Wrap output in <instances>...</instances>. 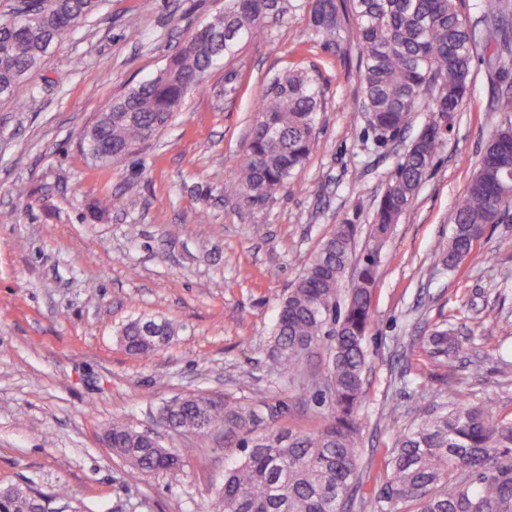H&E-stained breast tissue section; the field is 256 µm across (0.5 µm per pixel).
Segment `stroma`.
Wrapping results in <instances>:
<instances>
[{
	"label": "stroma",
	"mask_w": 512,
	"mask_h": 512,
	"mask_svg": "<svg viewBox=\"0 0 512 512\" xmlns=\"http://www.w3.org/2000/svg\"><path fill=\"white\" fill-rule=\"evenodd\" d=\"M101 0L55 44L29 79L25 104L0 101V487L67 488L70 512H214L224 471L243 458L223 433L176 436L159 409L209 394L259 410L260 430L312 431L329 406L315 398L327 354L306 378L275 377L268 345L279 305L332 225L355 224L372 246L371 214L398 152L420 131L378 142L356 110L360 71L349 42L330 45L293 7L238 62L218 68L186 108L136 156L102 167L81 130L131 85L154 76L224 0ZM323 91L320 145L298 175L301 192L245 205L228 174L243 160L265 84L291 66ZM474 89L412 207L377 246L374 318L366 344L361 494H380L387 449L425 402H478L512 413V223L491 224L459 274L436 265L489 132L492 83L473 62ZM121 206H113V197ZM474 308L468 347L479 377L448 371L414 340ZM177 334L148 358L119 331L138 317ZM119 419L184 455L177 477L128 478L103 433Z\"/></svg>",
	"instance_id": "stroma-1"
}]
</instances>
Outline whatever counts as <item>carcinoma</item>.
Wrapping results in <instances>:
<instances>
[{
    "mask_svg": "<svg viewBox=\"0 0 512 512\" xmlns=\"http://www.w3.org/2000/svg\"><path fill=\"white\" fill-rule=\"evenodd\" d=\"M98 0H25L0 20V100L21 103L33 95L28 76L46 58V43L74 32ZM290 0H224V9L188 35L153 78L124 91L81 134L84 151L102 154L101 164L122 160L150 143L183 111L192 92L212 70L233 66L244 42L288 15ZM315 34L338 44L354 28L360 61L359 111L379 141L429 113L435 128L416 147L398 155L373 212L372 237L383 240L407 211L435 157L445 148L458 112L471 99L472 65L478 50L498 86L491 110L505 115L484 141L478 163L454 211L455 229L437 249L439 261L457 272L480 246L488 224L512 213V180L500 169L512 161V0H482L489 20L484 40L463 17L457 0H301ZM322 90L307 70L272 78L255 105L245 158L231 179L249 206L265 203L296 181L319 144ZM355 226L336 224L282 302L270 357L281 379L305 373L319 348L329 352L325 389L331 421L317 432L269 430L254 434L260 414L236 402L194 396L164 405L163 426L176 434L224 439L247 449L243 461L224 472L221 512H512V415H494L476 403L431 405L388 451L387 481L375 497L356 498L363 478L357 412L364 396L366 335L373 320L376 249L363 256L347 289L343 278L354 253ZM166 321L136 319L120 336L125 349L145 357L169 342ZM422 351L448 367L462 350L454 323L419 336ZM110 452L129 476L176 475L185 460L175 449L120 420L106 431ZM37 500L0 490V512H36Z\"/></svg>",
    "mask_w": 512,
    "mask_h": 512,
    "instance_id": "cac0c4a2",
    "label": "carcinoma"
}]
</instances>
